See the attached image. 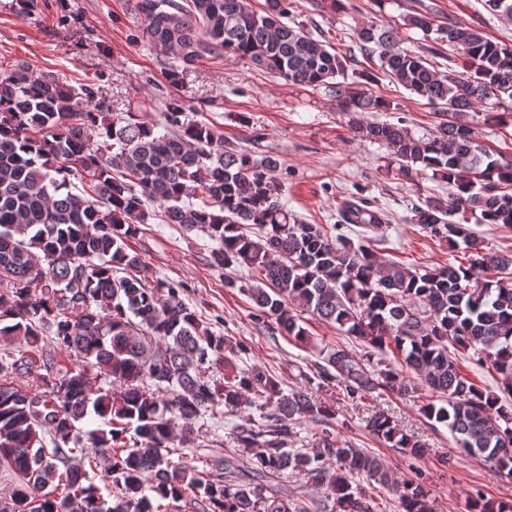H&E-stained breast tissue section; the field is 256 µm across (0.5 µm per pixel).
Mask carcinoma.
Listing matches in <instances>:
<instances>
[{"mask_svg":"<svg viewBox=\"0 0 512 512\" xmlns=\"http://www.w3.org/2000/svg\"><path fill=\"white\" fill-rule=\"evenodd\" d=\"M290 7L265 0L260 15L247 0L135 4L151 43L185 67L205 55L247 59L293 84L323 86L355 113L395 110L364 89L386 77L448 112L421 137L402 120L355 119L352 127L386 148L403 178L430 170L454 188L447 203L420 201L409 223L462 250L467 263L421 273L384 256L378 245L387 242L389 215L363 200L338 206L339 222L360 228L358 244L331 234L335 224L301 221L279 200V160L253 159L189 119L178 98L166 103L160 126L134 106L113 118L92 86L77 90L16 65L0 74V466L17 483L0 512H162L180 502L202 512H311L297 497L242 482L231 456L214 455L203 469L186 460L180 449L204 447L207 412L259 413L260 422L238 427L237 451L270 482L289 471L322 488L321 512H377L358 476L391 493L398 512H433L422 474L399 480L377 455L335 437L336 409L314 393L332 381L353 401L402 398L424 384L438 398L423 415L462 452L512 475V253L485 248L471 227L512 228V163L478 144L468 120L492 99L512 101V46L475 26L438 24L429 9L406 15L407 28L437 34L432 53L444 43L459 51L461 70L441 77L424 55L401 48L393 27L361 21L357 44L378 65L349 83L337 77L354 56L284 22ZM484 7L512 19V0ZM72 177L88 188L72 191ZM155 217L217 242L213 267L247 271L224 278V287L251 300L256 324L317 353L305 387L285 394L278 376L240 367L246 348L204 325L180 286L150 287L131 274L142 257L127 241ZM305 313L358 339L362 351L317 346ZM16 344L26 347L18 359L8 350ZM61 352L74 366L60 365ZM462 360L490 361L499 392L473 381ZM216 366L222 381L209 376ZM23 369L40 371V390L11 382ZM94 369L109 388L91 386ZM303 420L321 429L294 449ZM366 429L406 456L427 454L382 408ZM99 470L112 486L107 498L91 481Z\"/></svg>","mask_w":512,"mask_h":512,"instance_id":"cac0c4a2","label":"carcinoma"}]
</instances>
